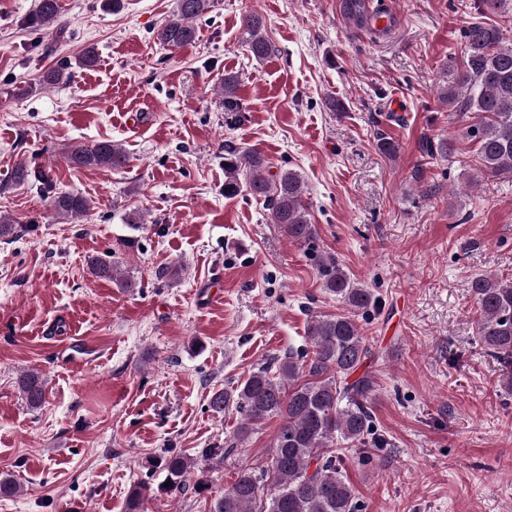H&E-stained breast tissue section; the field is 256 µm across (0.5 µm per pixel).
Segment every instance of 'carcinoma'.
Segmentation results:
<instances>
[{
  "label": "carcinoma",
  "mask_w": 512,
  "mask_h": 512,
  "mask_svg": "<svg viewBox=\"0 0 512 512\" xmlns=\"http://www.w3.org/2000/svg\"><path fill=\"white\" fill-rule=\"evenodd\" d=\"M210 6L211 0H177L176 12L157 30L159 43L174 51L193 42L197 35L193 21ZM473 9L477 21L463 32L462 62L449 70L440 99L450 113L470 119L462 135L476 146V176L512 178V42H506L498 24L484 21L490 13L512 15V0H477ZM60 14L59 0H36L27 25L35 30L48 28ZM244 28L251 54L258 60L265 58L271 45L262 32V20L249 15ZM237 86V77L224 76L221 91L227 112L239 111ZM423 151L430 159L449 158L454 143L450 138L434 142L428 137ZM67 157L86 168H118L127 160L123 148L111 141L76 143L67 150ZM12 179L17 185L48 182L45 171L22 162L15 166ZM242 193L263 199L269 223L278 225L289 240L314 246L315 225L310 223L305 184L297 172L288 169L271 176L261 155L228 149L224 197ZM53 207L59 218L75 223L88 215L91 204L82 195L62 192L53 197ZM317 264L324 290L345 306L344 312L311 321L307 329L310 349L277 357L211 397L214 411L233 406L242 418L224 447L202 451L207 460H224L268 417L278 416L282 424L267 466L258 473L239 472L229 490L211 498L209 512H359L355 490L341 471L339 445H385L373 432V382L366 374L348 381L369 354L357 317L376 308L378 298L372 289L353 280L335 255L321 254ZM90 268L99 278L116 280L110 261L94 258ZM471 292L479 312L476 336L485 352L502 366L499 385L511 393L512 280L480 275L471 281ZM18 388L30 408L44 404L47 382L43 373L22 374ZM153 467L165 473L168 486L160 490L176 495L186 490L194 463L182 453H170L155 458ZM152 492L145 482L131 486L124 512H145V501Z\"/></svg>",
  "instance_id": "carcinoma-1"
}]
</instances>
